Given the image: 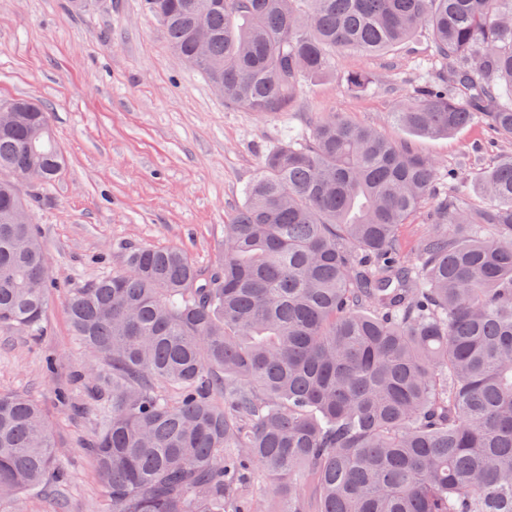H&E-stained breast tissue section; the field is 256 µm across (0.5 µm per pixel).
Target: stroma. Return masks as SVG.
<instances>
[{"label":"stroma","instance_id":"35a3bbf8","mask_svg":"<svg viewBox=\"0 0 512 512\" xmlns=\"http://www.w3.org/2000/svg\"><path fill=\"white\" fill-rule=\"evenodd\" d=\"M439 68L423 33L383 54L344 53L332 75L304 85L292 115H265L226 105L181 65L141 0H94L83 12L70 0H0V101L45 105L67 157L50 185L19 184L48 256L45 334L35 340L0 330V392L41 405L68 475L54 499L31 497L25 512H112L84 448L96 430V402L73 383L97 361L72 334L67 289L120 269L136 246H179L210 266L225 221L287 130L304 138L324 113H342L437 161V195L448 194L453 170L472 187L469 205L483 206L476 184L499 160L496 132L475 123L448 137H422L391 119ZM356 70L372 82L353 94L342 79ZM61 387L72 390L79 411L57 402Z\"/></svg>","mask_w":512,"mask_h":512}]
</instances>
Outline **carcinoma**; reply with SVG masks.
I'll return each mask as SVG.
<instances>
[{"instance_id": "cac0c4a2", "label": "carcinoma", "mask_w": 512, "mask_h": 512, "mask_svg": "<svg viewBox=\"0 0 512 512\" xmlns=\"http://www.w3.org/2000/svg\"><path fill=\"white\" fill-rule=\"evenodd\" d=\"M176 58L263 114L336 55L425 31L436 81L391 113L424 136L512 140V0H142ZM346 86L371 83L351 71ZM65 165L49 113L0 104V170ZM435 162L328 112L271 150L209 267L136 247L70 288L99 360L87 449L112 512H512V154L485 205L442 200L414 259L401 225ZM43 241L0 181V328L44 335ZM66 481L39 404L0 393V512ZM262 482L267 492L259 494Z\"/></svg>"}]
</instances>
